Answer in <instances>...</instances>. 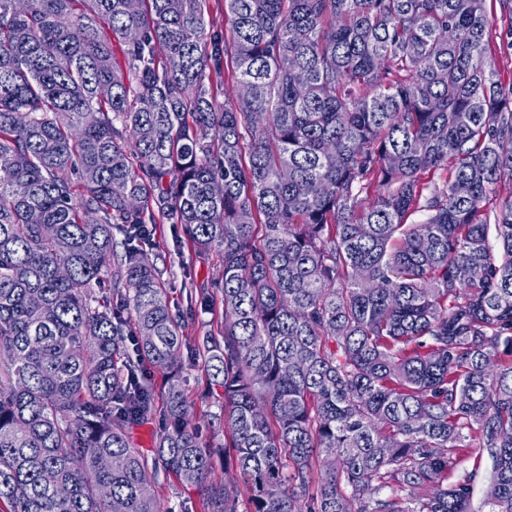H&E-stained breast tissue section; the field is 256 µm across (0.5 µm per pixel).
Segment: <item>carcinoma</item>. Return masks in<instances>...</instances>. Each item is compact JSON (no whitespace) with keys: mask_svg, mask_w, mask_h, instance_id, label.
I'll return each mask as SVG.
<instances>
[{"mask_svg":"<svg viewBox=\"0 0 512 512\" xmlns=\"http://www.w3.org/2000/svg\"><path fill=\"white\" fill-rule=\"evenodd\" d=\"M486 2L224 0L225 33L207 0H0V512H169L161 471L207 512H512ZM159 221L222 257L205 367L242 491L174 383L132 446L183 346ZM470 448L477 508L474 474L443 483ZM161 421L157 418L143 424L133 426L130 436L135 448H139L151 459L154 456V448L160 435ZM474 471L478 473L474 484V503L478 505L492 474V460L486 453L479 454L477 450H471L462 458L456 469L448 474V482L455 481L466 473Z\"/></svg>","mask_w":512,"mask_h":512,"instance_id":"cac0c4a2","label":"carcinoma"}]
</instances>
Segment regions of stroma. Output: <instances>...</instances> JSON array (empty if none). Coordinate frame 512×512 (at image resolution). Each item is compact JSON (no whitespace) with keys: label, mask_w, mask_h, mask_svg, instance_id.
Segmentation results:
<instances>
[{"label":"stroma","mask_w":512,"mask_h":512,"mask_svg":"<svg viewBox=\"0 0 512 512\" xmlns=\"http://www.w3.org/2000/svg\"><path fill=\"white\" fill-rule=\"evenodd\" d=\"M149 256L161 272L171 310L181 322L184 336L179 368L170 374L152 371L151 378L160 390L171 381L179 384L194 422L214 447L211 481H232L236 477L235 469L224 463V429L212 421L213 415L221 411L224 393L220 387L211 385L203 356L206 337L221 336L223 331L222 260L217 252L195 250L182 225L167 223L155 225ZM200 290L212 296L211 309H202L197 304L195 294Z\"/></svg>","instance_id":"obj_1"}]
</instances>
